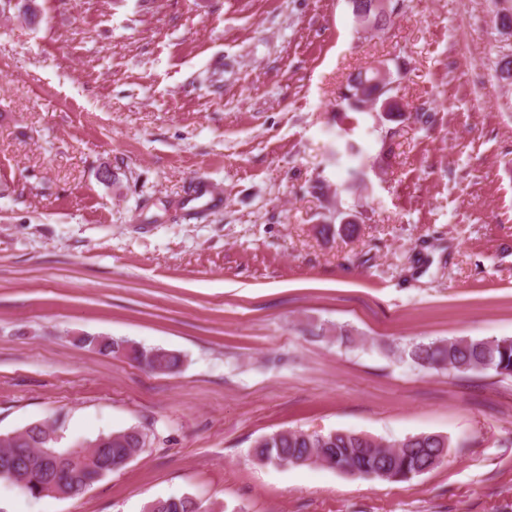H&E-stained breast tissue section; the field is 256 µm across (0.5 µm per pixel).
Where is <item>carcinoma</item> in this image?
<instances>
[{
	"label": "carcinoma",
	"mask_w": 512,
	"mask_h": 512,
	"mask_svg": "<svg viewBox=\"0 0 512 512\" xmlns=\"http://www.w3.org/2000/svg\"><path fill=\"white\" fill-rule=\"evenodd\" d=\"M406 71V63L395 64V73L380 84L377 72H358L349 80L342 95L344 110L350 112H378L380 118L397 121L401 114L399 104L392 100L396 77ZM78 341L105 355H116L125 350V357L158 373H176L182 359L161 348H142L126 341L81 334ZM402 358L419 370L445 369L465 376L477 372H494L504 379H512V337L459 336L450 339L421 338L406 343ZM109 440L112 448L101 455L89 448L55 447L56 429L46 424L34 425L19 436L0 437V460L5 457L44 453L50 457L45 469L29 471L15 466L4 479L26 493L64 495L70 490L81 492L111 473L127 466L147 443L155 440L150 429L130 426L100 436ZM451 442L436 433H420L397 442L368 445L356 432L330 430L308 432L287 429L260 437L254 442L252 456L262 464L304 466L320 464L351 476L373 480L403 481L423 474L442 463ZM149 512H202L201 505L190 496H171L154 501Z\"/></svg>",
	"instance_id": "obj_1"
}]
</instances>
